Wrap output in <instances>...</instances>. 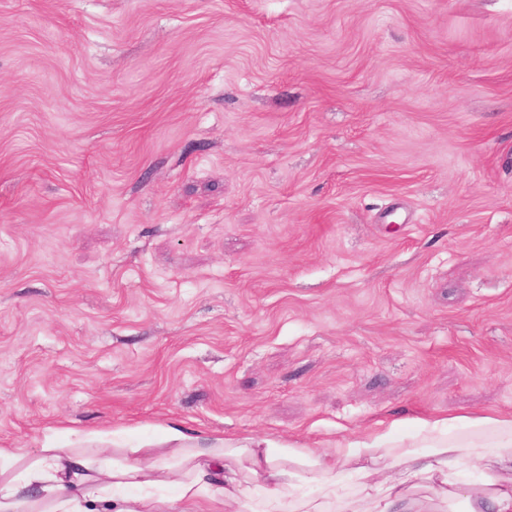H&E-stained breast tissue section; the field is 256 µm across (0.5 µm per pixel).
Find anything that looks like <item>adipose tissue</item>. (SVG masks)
Returning a JSON list of instances; mask_svg holds the SVG:
<instances>
[{"mask_svg": "<svg viewBox=\"0 0 512 512\" xmlns=\"http://www.w3.org/2000/svg\"><path fill=\"white\" fill-rule=\"evenodd\" d=\"M407 436L377 426L331 450L297 442L218 438L200 446L170 429L172 448L40 449L31 461L0 448V512H87L89 489L113 512H175L207 497L224 512H437L434 500L464 495L469 512H512V413L415 417ZM480 474L459 488L462 467ZM174 484L175 499L150 490ZM428 487L432 498L417 494ZM136 496H125L127 488Z\"/></svg>", "mask_w": 512, "mask_h": 512, "instance_id": "1", "label": "adipose tissue"}]
</instances>
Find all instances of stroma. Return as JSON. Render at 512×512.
Masks as SVG:
<instances>
[{
    "label": "stroma",
    "instance_id": "1",
    "mask_svg": "<svg viewBox=\"0 0 512 512\" xmlns=\"http://www.w3.org/2000/svg\"><path fill=\"white\" fill-rule=\"evenodd\" d=\"M493 409L512 0H0V448Z\"/></svg>",
    "mask_w": 512,
    "mask_h": 512
}]
</instances>
